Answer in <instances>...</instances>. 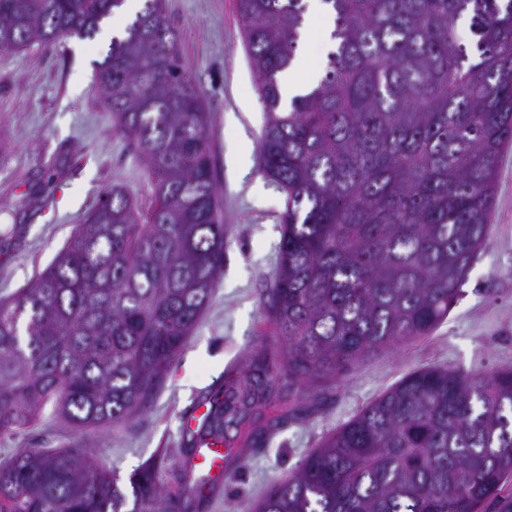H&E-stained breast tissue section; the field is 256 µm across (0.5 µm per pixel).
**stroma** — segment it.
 I'll return each instance as SVG.
<instances>
[{
  "label": "stroma",
  "mask_w": 512,
  "mask_h": 512,
  "mask_svg": "<svg viewBox=\"0 0 512 512\" xmlns=\"http://www.w3.org/2000/svg\"><path fill=\"white\" fill-rule=\"evenodd\" d=\"M179 31L183 69L199 85L224 218V269L211 301L173 361L150 409L108 428H77L45 406L27 426L0 434V464L20 448L79 446L116 475L121 488L145 462L168 481L186 458L184 421L207 396L240 379L247 360L280 349L260 306L275 272L285 197L257 165L265 123L238 23L236 0H166ZM103 34L54 48L0 49V301L47 267L97 204L118 184L141 206L152 188L129 140L100 101L95 68ZM250 149L252 165L232 161ZM430 365L491 373L512 367V146L497 165L488 243L445 321L431 335L357 360L324 400L302 408L272 441L240 445L205 512H254L323 438L411 372Z\"/></svg>",
  "instance_id": "1"
}]
</instances>
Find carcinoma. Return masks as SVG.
I'll list each match as a JSON object with an SVG mask.
<instances>
[{
    "label": "carcinoma",
    "mask_w": 512,
    "mask_h": 512,
    "mask_svg": "<svg viewBox=\"0 0 512 512\" xmlns=\"http://www.w3.org/2000/svg\"><path fill=\"white\" fill-rule=\"evenodd\" d=\"M317 82L284 103L304 0H237L266 111L262 173L286 195L277 273L260 303L282 342L207 398L194 444L269 439L358 359L429 335L485 247L497 162L512 145V0H322ZM126 0H0V49L83 39ZM469 21L465 44L456 24ZM165 0H143L96 67L102 103L152 187L121 185L31 283L0 301V434L46 404L104 427L152 406L224 267L208 113L180 64ZM512 477V369H421L275 483L255 512H480ZM215 483L147 465L126 494L83 448H19L0 512H199Z\"/></svg>",
    "instance_id": "1"
}]
</instances>
